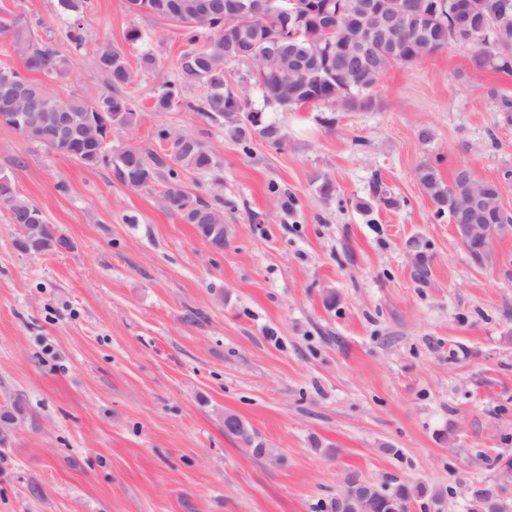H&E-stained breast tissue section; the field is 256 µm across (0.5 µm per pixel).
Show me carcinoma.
<instances>
[{"mask_svg": "<svg viewBox=\"0 0 512 512\" xmlns=\"http://www.w3.org/2000/svg\"><path fill=\"white\" fill-rule=\"evenodd\" d=\"M506 1L512 3V0H411L402 37L379 34L375 45L368 49L367 67L347 69L338 76L336 65L328 64L327 58H336V47L340 45L352 55L363 51L358 43L344 42L348 35L356 32V24L342 15L330 26L324 21L321 10L315 8L322 0H308L314 8L302 13V34L288 41V58L260 61L264 75L256 77L253 85L260 91L263 107L243 112L237 119H227L224 113L248 100L250 87L227 84L224 79L226 65L242 62L245 49L260 50L270 32L288 26V17L279 10L280 0L268 3L262 17L232 21L224 19L225 0H175L181 6L178 16L155 12L157 6L169 0H125V5L131 13L151 14L184 28L187 49L178 57L176 68L182 80L198 83L206 90L205 95L184 102L173 89L166 88L156 96L153 111L170 112L184 104L203 118L222 123L241 142L247 143L256 135L276 146L282 142L283 134L275 123L267 120L265 109L279 104L283 98L294 105L314 103L366 108L370 104L366 94L390 66L411 64L433 52V49L423 47L426 42L443 49L450 44L465 47L475 66L512 73V7L503 8ZM88 6V0H56L57 16L65 20L63 41L59 45L52 37L36 35L25 24L14 23L5 29L8 48L19 57L25 71L47 78L66 72L70 55L81 53L88 46L81 23ZM461 8L470 14L469 25L486 30V43L469 41L467 29L457 24V12ZM94 55L104 91L97 98L86 100L76 95L61 97L46 90L44 98L39 100L42 111L88 112L110 133L136 125L141 113L136 111L127 89L135 83L138 71L129 66L124 52L118 47L102 44L95 49ZM22 137L87 165L107 161L112 165L115 178L132 188H147L163 179L169 210L180 215L185 223L195 225L204 239L209 235L203 225L224 223L222 212L192 198L179 182L178 171L181 169L206 172L216 164L211 151L192 135L176 137L171 152L163 155L135 145L121 144L114 148L110 142L81 143L77 138L68 144L60 143L46 126L33 127L22 133ZM416 177L430 198L437 217H453L449 204L475 189L484 193V201L494 216L493 222L512 220V214L500 207L499 185L494 181L475 179L466 166L456 169L447 184L427 163L417 168ZM0 206L9 210L14 224H27L33 219L40 224L44 222L42 211L18 197L9 181L0 184ZM426 494L427 489L422 485L412 486L395 480L387 492L381 489L369 491L362 512H393L398 505H407L412 499Z\"/></svg>", "mask_w": 512, "mask_h": 512, "instance_id": "obj_1", "label": "carcinoma"}]
</instances>
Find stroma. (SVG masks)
I'll use <instances>...</instances> for the list:
<instances>
[{
	"mask_svg": "<svg viewBox=\"0 0 512 512\" xmlns=\"http://www.w3.org/2000/svg\"><path fill=\"white\" fill-rule=\"evenodd\" d=\"M54 4L0 0V24L61 29ZM83 23L88 50L48 87L95 99L94 47L133 67L150 49L156 71L129 90L142 119L112 142L163 154L199 138L216 166L179 180L223 212L224 247L162 185L125 186L0 124V171L70 242L24 253L0 208V405L23 408L0 444V512H325L353 473L424 485L408 512H466L512 455V238L475 262L416 170L469 167L512 212V122L492 98L512 75L453 44L389 68L370 107L267 109L283 142L243 144L196 112L152 111L165 86L204 92L176 74L182 28L124 0H90ZM133 27L144 44L126 43ZM228 413L252 443L225 432Z\"/></svg>",
	"mask_w": 512,
	"mask_h": 512,
	"instance_id": "obj_1",
	"label": "stroma"
}]
</instances>
